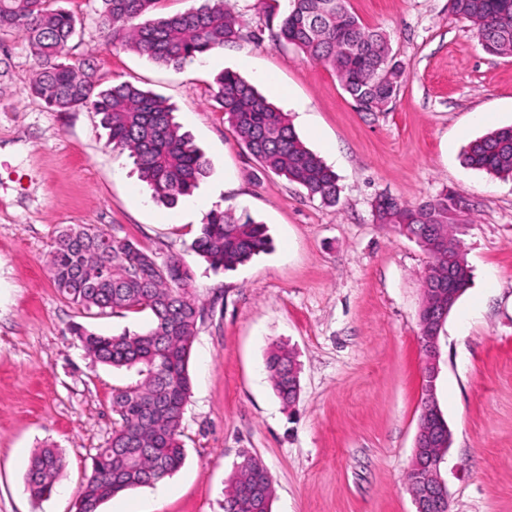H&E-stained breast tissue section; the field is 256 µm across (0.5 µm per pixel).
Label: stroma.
<instances>
[{"label":"stroma","instance_id":"stroma-1","mask_svg":"<svg viewBox=\"0 0 512 512\" xmlns=\"http://www.w3.org/2000/svg\"><path fill=\"white\" fill-rule=\"evenodd\" d=\"M390 37L407 78L396 99L361 112L330 67L273 40L257 0H226L245 37L174 69L105 44L98 0H68L81 20L68 55L100 88L129 82L172 105L211 162L168 209L127 155L107 147L95 112H58L32 95L37 66L24 37L0 31V512H75L118 420L112 392L136 370L94 363L73 336L145 331L148 313L90 315L53 285L46 256L63 225L99 227L192 273L203 308L191 348L182 468L106 501L100 512H224L242 452L274 486L271 512H415L411 465L424 380L418 314L428 256L377 224L376 197L418 205L452 192L467 211L457 236L472 282L440 333L436 398L452 431L442 477L451 512H512V180L468 168L462 153L512 125V57L487 53L448 0H349ZM233 70L282 111L339 177L327 206L264 171L212 100ZM288 98H279L278 88ZM475 112L490 125H471ZM266 224L269 252L213 272L191 249L201 202ZM495 288H487V280ZM299 364L293 405L265 370L271 346ZM51 443L66 466L53 495L25 487L32 454Z\"/></svg>","mask_w":512,"mask_h":512}]
</instances>
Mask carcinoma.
Segmentation results:
<instances>
[{
  "mask_svg": "<svg viewBox=\"0 0 512 512\" xmlns=\"http://www.w3.org/2000/svg\"><path fill=\"white\" fill-rule=\"evenodd\" d=\"M98 26L108 45L120 44L154 62L180 68L189 61L239 42L243 21L224 8V0L203 4L166 18L144 19L157 0H99ZM290 8L272 32L273 40L294 47L313 62L329 66L362 112H377L396 98L405 81L404 64L393 55L387 34L365 26L348 0H289ZM451 14L469 21L483 49L512 56V0H449ZM77 19L59 0H0V31L14 30L27 41L38 65L32 94L58 112L90 104L108 131L112 149L128 152L154 201L176 206L204 177L210 163L191 138L180 132L174 109L159 95L128 82L97 90L94 69L76 64L66 53L78 33ZM214 100L238 142L263 170L303 187L312 198L334 205L339 177L299 139L288 114L274 107L237 73L216 79ZM463 163L503 179H512V126L470 142ZM376 221L414 238L429 258L423 280V311L435 306L434 289L466 290L471 270L462 251L438 253L431 240L437 228L457 239L460 197L444 193L419 206L388 196L374 203ZM265 225L248 213L210 211L192 250L213 270H227L268 251ZM52 281L60 295L90 312L148 311L141 333L105 336L84 325L73 334L94 361L137 368L135 385L115 389L112 406L119 416L106 446L92 459V472L76 503V512H99L117 494L152 485L184 464L181 425L190 397V351L202 308L193 292L190 270L176 257L163 260L125 238L106 237L81 225H67L48 254ZM265 367L276 395L285 404L298 393L297 362L284 346L272 347ZM142 444L134 463L124 449ZM62 453L45 445L33 454L25 477L30 496L50 498L64 469ZM273 485L257 457L242 460L224 497V512H270Z\"/></svg>",
  "mask_w": 512,
  "mask_h": 512,
  "instance_id": "carcinoma-1",
  "label": "carcinoma"
}]
</instances>
